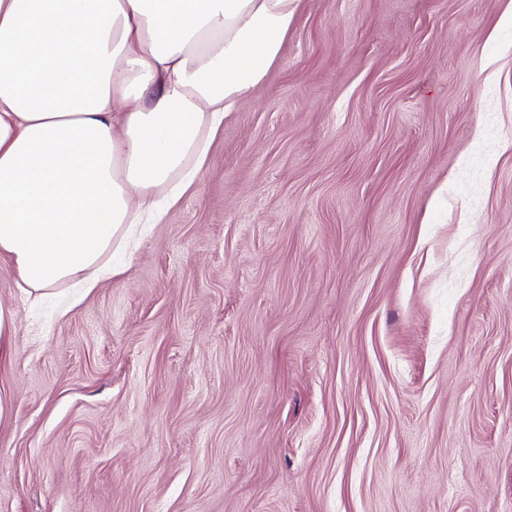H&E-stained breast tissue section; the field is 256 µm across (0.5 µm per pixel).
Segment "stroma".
<instances>
[{
    "label": "stroma",
    "instance_id": "obj_1",
    "mask_svg": "<svg viewBox=\"0 0 512 512\" xmlns=\"http://www.w3.org/2000/svg\"><path fill=\"white\" fill-rule=\"evenodd\" d=\"M512 0H301L128 271L14 317L0 512H512Z\"/></svg>",
    "mask_w": 512,
    "mask_h": 512
}]
</instances>
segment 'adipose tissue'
Instances as JSON below:
<instances>
[{
	"mask_svg": "<svg viewBox=\"0 0 512 512\" xmlns=\"http://www.w3.org/2000/svg\"><path fill=\"white\" fill-rule=\"evenodd\" d=\"M300 0H0V256L73 308L122 274L262 83Z\"/></svg>",
	"mask_w": 512,
	"mask_h": 512,
	"instance_id": "ef3b65f1",
	"label": "adipose tissue"
}]
</instances>
